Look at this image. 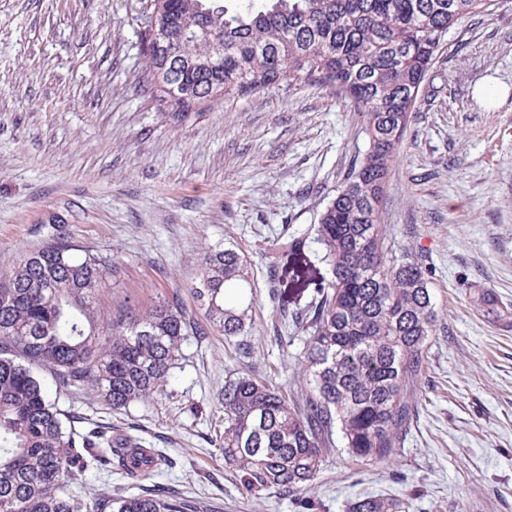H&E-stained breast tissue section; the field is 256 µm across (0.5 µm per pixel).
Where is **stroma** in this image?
Here are the masks:
<instances>
[{"label":"stroma","mask_w":512,"mask_h":512,"mask_svg":"<svg viewBox=\"0 0 512 512\" xmlns=\"http://www.w3.org/2000/svg\"><path fill=\"white\" fill-rule=\"evenodd\" d=\"M144 0H0V272L64 236L107 255L108 311L175 298L202 328L181 347L170 393L122 411L87 387L45 383L64 410L162 454L158 482L199 512H346L366 494L410 512H512V0L451 27L399 145L381 204L396 244L429 273L438 312L403 448L384 462L337 447L299 493H247L224 464L218 394L232 370L303 389L307 332L272 333L278 308L308 304L328 277L292 276L274 239L313 236L354 159L363 120L334 88H269L221 97L178 119L153 87ZM251 262L255 303L238 343L205 318L192 290L216 246ZM493 292L495 310L475 302ZM83 498L120 489L89 464Z\"/></svg>","instance_id":"obj_1"}]
</instances>
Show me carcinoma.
Returning a JSON list of instances; mask_svg holds the SVG:
<instances>
[{
  "instance_id": "carcinoma-1",
  "label": "carcinoma",
  "mask_w": 512,
  "mask_h": 512,
  "mask_svg": "<svg viewBox=\"0 0 512 512\" xmlns=\"http://www.w3.org/2000/svg\"><path fill=\"white\" fill-rule=\"evenodd\" d=\"M492 0H146L147 66L168 111L184 115L221 96L286 83L329 85L363 113L368 149L321 214L315 241L330 279L291 316L308 333L307 391L276 390L248 374L225 377L224 464L259 492L311 484L340 434L355 461L393 458L415 409L438 312L428 273L389 249L380 202L420 88L448 29ZM110 257L59 237L0 273V512H198L154 481L165 457L130 438L109 440L48 396L39 373L96 390L122 410L167 391L196 322L178 301L102 314ZM249 263L232 248L202 261L192 288L230 341L250 323ZM112 461L137 495L84 500L69 484L88 460ZM388 494L349 512H406Z\"/></svg>"
}]
</instances>
